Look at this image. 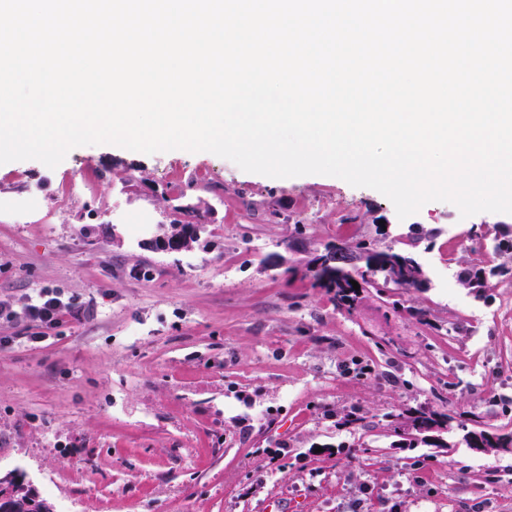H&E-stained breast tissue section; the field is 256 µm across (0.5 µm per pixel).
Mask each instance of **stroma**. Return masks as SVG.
<instances>
[{"instance_id": "35a3bbf8", "label": "stroma", "mask_w": 512, "mask_h": 512, "mask_svg": "<svg viewBox=\"0 0 512 512\" xmlns=\"http://www.w3.org/2000/svg\"><path fill=\"white\" fill-rule=\"evenodd\" d=\"M181 204L206 221L161 250ZM506 230L512 214L431 201L401 220L373 189L209 152L0 165V304L81 307L37 342L0 321V471L54 512H512V453L461 441L512 433ZM339 239L410 252L425 288L337 305L302 271ZM496 266L483 294L459 280ZM419 408L448 414L447 447H399L391 415Z\"/></svg>"}]
</instances>
